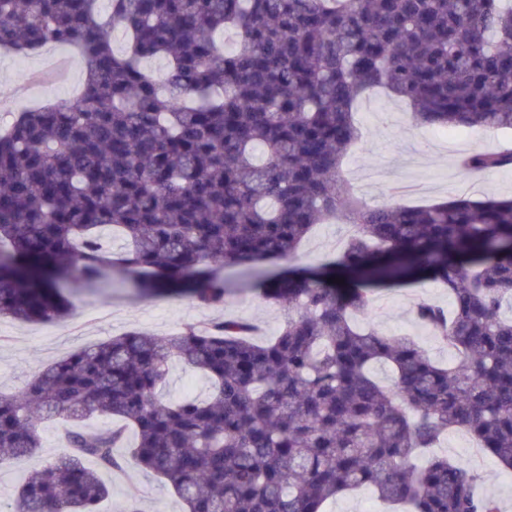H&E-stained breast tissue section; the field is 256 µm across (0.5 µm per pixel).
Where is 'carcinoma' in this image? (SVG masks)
<instances>
[{"instance_id":"carcinoma-1","label":"carcinoma","mask_w":512,"mask_h":512,"mask_svg":"<svg viewBox=\"0 0 512 512\" xmlns=\"http://www.w3.org/2000/svg\"><path fill=\"white\" fill-rule=\"evenodd\" d=\"M106 2L0 0L1 51L72 47L84 68L77 96L0 127V315L60 319L72 302L58 282L114 270L140 297L179 285L221 309L238 267L283 320L263 342L232 319L128 332L0 394V464L41 447L48 413L120 423L68 432L73 457L30 472L11 512H96L110 489L88 458L133 461L186 512H324L360 488L403 512H500L474 467L434 449L463 431L512 471V198L373 206L342 162L354 105L376 87L420 126L512 130V0ZM459 167L512 169V150ZM331 220L354 226L335 258L273 271ZM425 280L452 309L419 302L414 317L454 351L448 364L370 324L369 291ZM174 361L207 396H165Z\"/></svg>"}]
</instances>
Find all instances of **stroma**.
I'll return each instance as SVG.
<instances>
[{"label":"stroma","instance_id":"1","mask_svg":"<svg viewBox=\"0 0 512 512\" xmlns=\"http://www.w3.org/2000/svg\"><path fill=\"white\" fill-rule=\"evenodd\" d=\"M82 82L81 64L69 48L53 46L30 56L0 54V103L40 105L76 95ZM354 121L359 140L343 170L367 202L381 203L394 196L410 205H423L463 193L476 198L512 197V170L467 176L457 167L458 159L473 151L512 149L510 131L421 127L411 122L402 100L380 91L358 99ZM350 235L346 224L314 226L304 242L302 264L315 265L333 257L344 248ZM227 278L224 315L257 324L260 338L276 335L282 323L280 308L261 300L238 272H228ZM70 289L76 294L74 307L59 320L25 323L0 316V393L25 390L35 372L76 349L133 330L167 336L184 324L206 322L215 316L214 311L197 307L183 293L130 297L128 284L118 275L95 286L74 283ZM422 300L448 305V290L441 283L426 281L408 289L374 291L373 319L383 332L411 334L432 359L448 362L454 353L447 343L414 319L413 309ZM67 427L61 419H44L39 427L38 451L0 465V512H8L29 471L70 455L64 439ZM440 452L475 467L482 477V492L496 499L500 512H512V481L507 480L497 462L473 455L465 434H449ZM97 472L111 488L98 512H125L132 499L139 501L142 512H183L184 504L176 493L135 464H128L121 475L102 466Z\"/></svg>","mask_w":512,"mask_h":512}]
</instances>
